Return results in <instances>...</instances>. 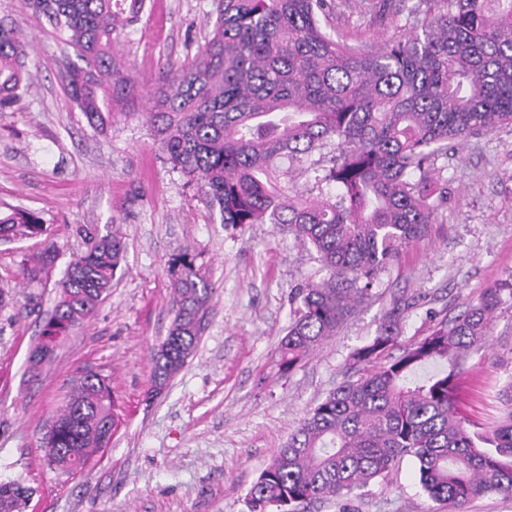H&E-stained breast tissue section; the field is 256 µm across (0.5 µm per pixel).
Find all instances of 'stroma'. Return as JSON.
<instances>
[{
    "label": "stroma",
    "instance_id": "obj_1",
    "mask_svg": "<svg viewBox=\"0 0 512 512\" xmlns=\"http://www.w3.org/2000/svg\"><path fill=\"white\" fill-rule=\"evenodd\" d=\"M213 0H148L121 54L138 85L134 113L95 129L52 67L62 44L0 0L28 52V92L0 111V204L37 213L47 236L0 240V481L30 490L20 512H248L246 495L306 413L349 376L350 352L375 336L393 297L411 302L398 338L405 348L459 315L512 271V127L469 139L442 159L448 204L427 234L384 273L372 297L290 377L273 354L290 321L288 293L324 273L314 252L271 224L233 230L213 223L206 201L172 172L147 122L148 91L164 63L193 58L212 29ZM369 0H335L326 29L371 42L392 27L369 26ZM122 236L112 289L94 314L56 347L38 375L27 357L57 299V283L84 250L77 228ZM53 243L57 259L41 284L21 268ZM189 253L215 289L192 358L148 399L151 355L173 319L172 259ZM109 376L117 426L80 473L42 461L46 426L85 371ZM512 378V306L498 310L490 345L460 377L461 406L487 428ZM306 512H448L422 493L404 459L357 497L320 500Z\"/></svg>",
    "mask_w": 512,
    "mask_h": 512
}]
</instances>
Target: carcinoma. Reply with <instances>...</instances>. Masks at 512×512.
<instances>
[{"label":"carcinoma","mask_w":512,"mask_h":512,"mask_svg":"<svg viewBox=\"0 0 512 512\" xmlns=\"http://www.w3.org/2000/svg\"><path fill=\"white\" fill-rule=\"evenodd\" d=\"M73 50L57 76L88 124L104 128L134 104L135 84L118 55L146 0H22ZM334 0H217L209 39L191 60L168 64L147 112L164 160L203 194L226 226L274 224L311 245L326 277L291 288L292 315L276 349L291 374L370 296L405 248L447 207L437 160L466 139L512 124V0H372L375 21L404 15L412 35L350 44L325 30ZM27 49L0 21V109L27 87ZM315 174L319 196L295 190ZM46 232L27 210L0 209V237ZM88 241L57 283L53 312L27 371L38 372L59 342L112 288L124 245L116 234L79 227ZM46 248L21 276L39 283L55 263ZM168 334L152 356L158 395L194 354L215 288L189 254L172 266ZM512 273L453 320L393 356L410 307L397 297L372 340L354 349L355 376L307 412L247 494L250 512H304L317 500L357 496L405 457L422 491L459 509L487 494L512 497V378L503 414L484 431L457 407L468 355L488 343ZM115 420L109 376L89 370L42 438L54 472H79L109 445ZM29 489L0 482V512Z\"/></svg>","instance_id":"cac0c4a2"}]
</instances>
